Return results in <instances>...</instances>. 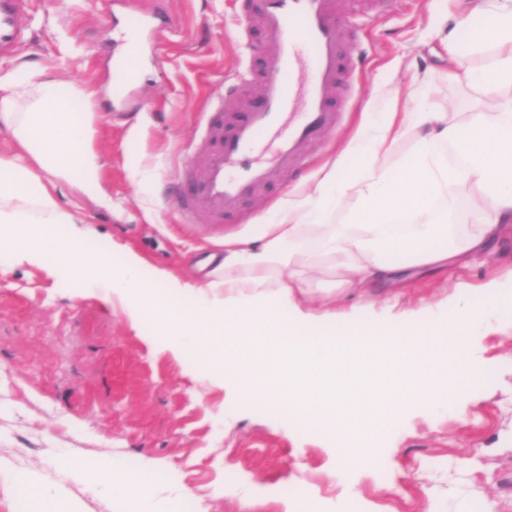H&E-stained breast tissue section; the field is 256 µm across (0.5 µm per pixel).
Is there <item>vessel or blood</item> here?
I'll return each instance as SVG.
<instances>
[{
  "mask_svg": "<svg viewBox=\"0 0 512 512\" xmlns=\"http://www.w3.org/2000/svg\"><path fill=\"white\" fill-rule=\"evenodd\" d=\"M340 0H241L242 31L264 32L269 71H238L259 83L240 114L209 113L210 144L196 157L189 188L174 205L187 223L203 224L234 210L251 191L271 186L279 171L297 169L307 146L335 128L342 105L336 89L346 69L347 33L337 20ZM29 0H0V54L24 39Z\"/></svg>",
  "mask_w": 512,
  "mask_h": 512,
  "instance_id": "obj_1",
  "label": "vessel or blood"
}]
</instances>
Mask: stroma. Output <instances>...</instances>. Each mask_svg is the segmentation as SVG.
<instances>
[{"label": "stroma", "mask_w": 512, "mask_h": 512, "mask_svg": "<svg viewBox=\"0 0 512 512\" xmlns=\"http://www.w3.org/2000/svg\"><path fill=\"white\" fill-rule=\"evenodd\" d=\"M239 0H30L26 45L0 58V73L49 69L97 93L95 147L104 161L111 210L64 188L82 228L114 258L130 250L144 276L166 272L198 285L224 274V242L256 244L269 211L304 197L365 125L403 105L413 78H427L423 104L433 112H470L482 96L449 82L444 38L455 27L454 0H376L359 11L342 0L339 16L355 48L357 71L337 94L345 110L334 134L308 147L307 167L282 172L246 197L236 212L210 224L183 223L174 196L214 106L242 112L257 84L225 100L220 86L244 66L260 69L266 39L243 35ZM159 14L161 29L140 27L141 79L110 94L122 28ZM139 160L142 185L130 168ZM304 284L310 309L347 301L324 269L321 248ZM512 266V228L485 255L442 272L409 271L400 287L369 290L367 321L399 330L420 308L444 313L447 301ZM90 272L71 279L22 261L0 264V512H123L128 484L149 473L145 501L162 512H281L270 488L286 493L293 512L303 496L316 512H512V330L482 331L486 370L473 387L465 417L454 407L414 405L395 413L370 443L372 476L353 464L333 469L327 449L338 431H312L302 419L265 410L213 382L212 367L178 359L149 323L134 324L119 300L103 301ZM117 464L123 483L96 478ZM304 487H296L295 478ZM397 482L402 494L385 493ZM189 496H181V489Z\"/></svg>", "instance_id": "35a3bbf8"}]
</instances>
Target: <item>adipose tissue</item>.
I'll use <instances>...</instances> for the list:
<instances>
[{
	"instance_id": "adipose-tissue-1",
	"label": "adipose tissue",
	"mask_w": 512,
	"mask_h": 512,
	"mask_svg": "<svg viewBox=\"0 0 512 512\" xmlns=\"http://www.w3.org/2000/svg\"><path fill=\"white\" fill-rule=\"evenodd\" d=\"M457 26L464 35L447 38L448 78L477 89L486 109L460 119L416 107L362 128L346 157L374 158L392 145L395 126L415 130L397 173L346 175L335 161L303 199L270 213L260 246L225 242L223 279L202 287L170 276L157 290L137 256L115 264L90 235L66 233L76 219L61 202L62 186L112 206L93 146L95 92L41 70L22 79L0 74V128L12 137L11 151L0 152V243L68 274L97 273L104 298L123 301L132 321L149 318L168 331L174 356L197 353L232 375L238 396L340 428L346 445L328 449L331 467L366 464V441L405 403H448L465 413V382L483 369L473 329L512 309V270L479 288L478 304H454L427 323L409 319L398 333L350 318L332 334L335 314L314 319L298 302L304 273L295 263L311 246L309 229L323 238L337 288L362 295L404 269L439 270L483 255L512 226V4L490 9L471 0ZM485 44L496 50L488 73L469 65ZM455 185L471 190L463 211L415 223ZM346 195L354 199L346 223L330 224Z\"/></svg>"
}]
</instances>
